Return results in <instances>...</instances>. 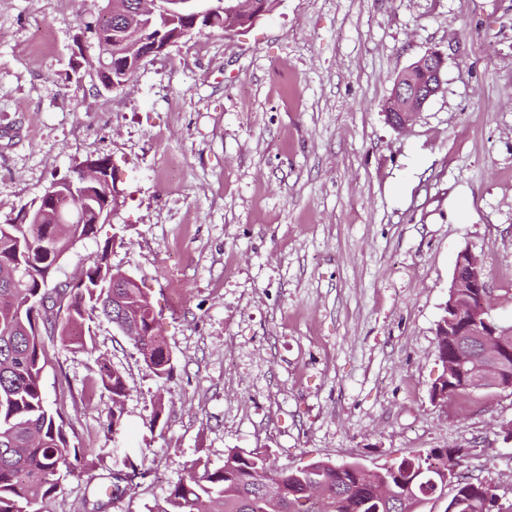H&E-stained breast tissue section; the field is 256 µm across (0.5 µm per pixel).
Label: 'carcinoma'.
<instances>
[{
	"label": "carcinoma",
	"mask_w": 512,
	"mask_h": 512,
	"mask_svg": "<svg viewBox=\"0 0 512 512\" xmlns=\"http://www.w3.org/2000/svg\"><path fill=\"white\" fill-rule=\"evenodd\" d=\"M276 0H257L254 9L237 15L232 24L240 27L254 22L261 10L271 11ZM229 18L220 13L207 25H193L190 17L167 25L159 18L152 21L143 37L151 39L159 28L182 41L206 30L226 29ZM129 34L112 27V39L106 41L110 59H96V71L107 89L124 85L137 72L119 65L127 58ZM82 164L95 166L101 178L81 185L71 205L86 217L82 224L69 225L66 234L49 223L41 208L24 205L19 223L0 224V270L13 267L17 280L0 283V512H36L35 505L56 492L60 474L73 473L78 465L70 460L68 436L60 413L48 408L43 387L44 354L41 330L59 331L62 342L74 341L75 330L86 310L99 311L109 320L140 327L139 335L130 337L146 366L158 377L169 378L173 367L167 347L159 345L156 320L144 305L139 288H112V279L120 271L112 268L108 249L87 258L83 277L75 284L52 283L59 261L76 241L91 238L97 226L106 222L110 211L103 210L107 194L115 185L109 158H87ZM49 297L53 304H65L63 320L42 316L36 301ZM471 300L466 292L448 300L437 324L436 351L442 356L454 351L465 357L476 341H461L448 335V311L456 304ZM99 377L102 386L120 398L127 388L121 373L104 364ZM470 380L461 367L443 366L432 396L444 399L469 390ZM461 449H432L416 457L375 471L358 462L336 464L313 462L304 468L277 466L259 452L231 450L224 465L192 472L177 482L168 496L152 512H268L269 492L285 504L288 512H416L421 502L432 498L435 484L460 465ZM125 471L113 474V491L119 483L131 489L149 476V471L124 460ZM425 472L417 474L419 468ZM487 485L480 480L461 479L446 512H500L486 498Z\"/></svg>",
	"instance_id": "obj_1"
}]
</instances>
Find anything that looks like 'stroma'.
Listing matches in <instances>:
<instances>
[{"mask_svg":"<svg viewBox=\"0 0 512 512\" xmlns=\"http://www.w3.org/2000/svg\"><path fill=\"white\" fill-rule=\"evenodd\" d=\"M99 4L0 0V224L108 157L124 203L55 279L109 246L173 373L96 312L80 342L44 335L47 403L92 474L65 475L39 512H152L234 449L377 468L458 448V475L512 501V391L432 396L462 252L483 258L488 311L512 326V0H277L114 91L85 29ZM430 50L442 88L395 130L383 104ZM103 362L125 397L97 385ZM128 456L149 478L106 495Z\"/></svg>","mask_w":512,"mask_h":512,"instance_id":"35a3bbf8","label":"stroma"}]
</instances>
